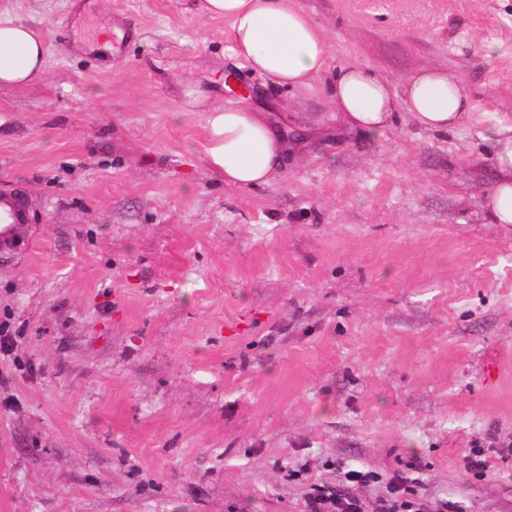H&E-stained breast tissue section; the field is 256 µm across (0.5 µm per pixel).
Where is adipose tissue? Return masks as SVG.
<instances>
[{
  "instance_id": "ef3b65f1",
  "label": "adipose tissue",
  "mask_w": 512,
  "mask_h": 512,
  "mask_svg": "<svg viewBox=\"0 0 512 512\" xmlns=\"http://www.w3.org/2000/svg\"><path fill=\"white\" fill-rule=\"evenodd\" d=\"M209 17L228 20L227 39L244 66L280 88L305 87L328 69L325 32L296 0H199ZM47 47L28 24L0 12V85H22L45 74ZM326 94L351 128L377 136L400 113L422 130L440 134L458 126L470 107L462 81L428 68L394 84L371 68H339ZM498 177L486 196L492 223L512 224V121L485 128ZM287 152L280 133L247 98L210 109L205 126L204 160L210 171L235 188L271 184Z\"/></svg>"
}]
</instances>
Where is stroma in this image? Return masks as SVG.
I'll return each mask as SVG.
<instances>
[{
    "mask_svg": "<svg viewBox=\"0 0 512 512\" xmlns=\"http://www.w3.org/2000/svg\"><path fill=\"white\" fill-rule=\"evenodd\" d=\"M298 4L330 67L446 69L470 115L361 134L323 79L251 73L192 0H0L48 49L42 81L0 87V181L30 207L0 249V512H303L297 464L414 458L429 502L512 512V224L481 138L512 117V0ZM242 87L288 141L252 189L203 160Z\"/></svg>",
    "mask_w": 512,
    "mask_h": 512,
    "instance_id": "obj_1",
    "label": "stroma"
}]
</instances>
